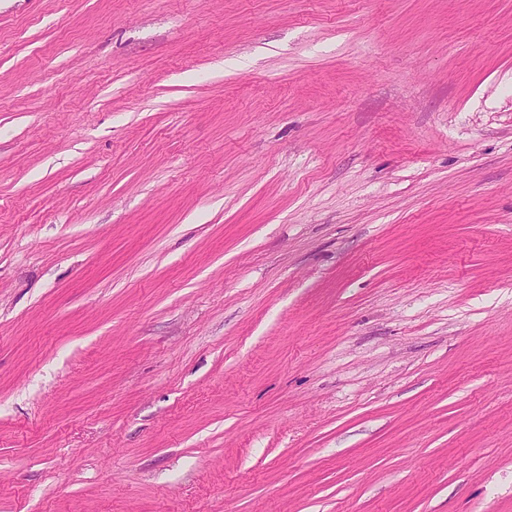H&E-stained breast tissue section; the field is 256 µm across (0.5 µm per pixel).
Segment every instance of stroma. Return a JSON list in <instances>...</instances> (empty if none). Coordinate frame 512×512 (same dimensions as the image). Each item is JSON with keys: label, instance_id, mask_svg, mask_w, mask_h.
Instances as JSON below:
<instances>
[{"label": "stroma", "instance_id": "obj_1", "mask_svg": "<svg viewBox=\"0 0 512 512\" xmlns=\"http://www.w3.org/2000/svg\"><path fill=\"white\" fill-rule=\"evenodd\" d=\"M0 512H512V0H0Z\"/></svg>", "mask_w": 512, "mask_h": 512}]
</instances>
